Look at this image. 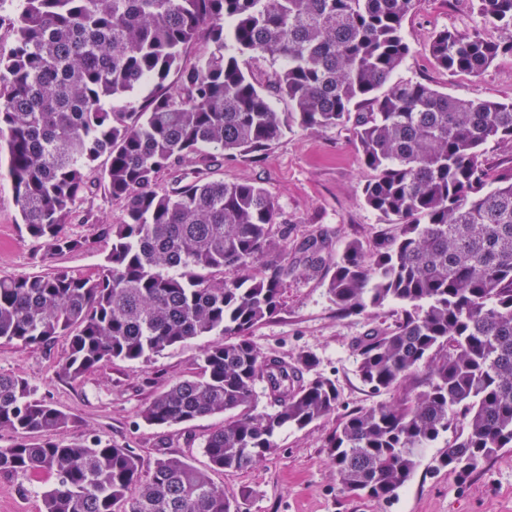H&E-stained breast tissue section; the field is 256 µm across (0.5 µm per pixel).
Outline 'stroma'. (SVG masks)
<instances>
[{
    "mask_svg": "<svg viewBox=\"0 0 512 512\" xmlns=\"http://www.w3.org/2000/svg\"><path fill=\"white\" fill-rule=\"evenodd\" d=\"M443 28L478 29L490 38L498 35L472 0H416L402 24L410 53L397 79L467 98L512 101L511 56L499 58L477 77L453 75L430 62L427 44ZM213 161L214 172L225 181L258 184L275 198L289 248L320 236L327 241L329 257L336 259L353 242L374 252L395 232L389 219L363 202L362 189L374 173L359 159L352 124L310 133L292 119L284 135L261 154H217ZM123 214L122 200L92 185L65 227L68 236L91 240V247L41 264L38 244L17 224L11 183L0 176V276L46 273L56 265L81 275L95 272L106 250L98 239V227L119 222ZM331 274L328 265L312 275L299 269L290 273L280 311L254 330L252 340L266 354L288 359L302 351L311 354L317 371L335 380L339 406L328 418L304 429L281 430L271 453L248 470L209 469L202 443L223 425V416L170 427L153 426L141 418L142 409L158 392L196 372L212 337L187 340L135 364L115 360L76 380L58 374L69 352L68 337H57L48 346L0 342V373L25 379L37 398L72 414V423L57 433V440L87 443L97 438L131 449L146 471L164 455L187 458L209 470L228 498L241 501L244 512H512V448L500 450L462 483L437 466L448 443L444 437L425 449L418 467L390 500L378 502L342 490L325 451L328 436L347 411L394 398L390 392H371L360 381L354 344L369 329L393 323L400 308L387 305L378 318L341 315L328 293ZM49 481L46 475L0 476V512H39L41 491Z\"/></svg>",
    "mask_w": 512,
    "mask_h": 512,
    "instance_id": "obj_1",
    "label": "stroma"
}]
</instances>
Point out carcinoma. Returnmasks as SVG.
Listing matches in <instances>:
<instances>
[{
  "label": "carcinoma",
  "instance_id": "carcinoma-1",
  "mask_svg": "<svg viewBox=\"0 0 512 512\" xmlns=\"http://www.w3.org/2000/svg\"><path fill=\"white\" fill-rule=\"evenodd\" d=\"M474 2L500 37L434 33L428 58L452 74L477 77L512 56V0ZM413 5L16 0L13 42L0 46V159L21 230L42 244L43 262L83 248L64 227L96 171L126 208L101 226L107 252L94 275L0 276V341L68 337L59 374L76 380L113 360L221 337L198 373L141 411L156 426L228 415L203 443L212 470L248 469L282 429L335 413L336 382L310 354L290 362L251 340L279 310L288 271H319L326 240L309 238L288 262L287 238L273 232L278 206L257 184L181 173L156 188L162 172L207 151H264L288 127L273 101L286 97L306 131L354 121L357 150L376 172L364 202L396 224L371 254L349 245L328 285L345 316L401 305L394 323L354 345L361 382L401 395L347 412L327 440L343 489L391 499L424 449L459 427L438 467L462 483L511 448L512 172L493 174L484 155L490 143L512 149V101L393 80L410 52L402 22ZM198 44L211 49L185 64ZM246 54L278 64L268 87L240 66ZM150 83L157 91L140 111H115V99ZM230 268L240 276L224 279ZM259 387L273 411L258 410ZM71 422L27 381L0 374V428L20 435L0 448V474L54 476L41 512H242L187 459L163 456L145 474L129 448L49 439Z\"/></svg>",
  "mask_w": 512,
  "mask_h": 512
}]
</instances>
